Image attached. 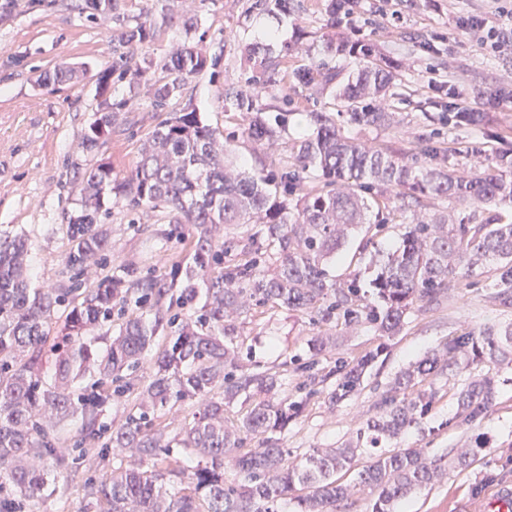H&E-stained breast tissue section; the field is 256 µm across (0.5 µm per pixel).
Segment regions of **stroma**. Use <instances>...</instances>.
Listing matches in <instances>:
<instances>
[{"label": "stroma", "mask_w": 512, "mask_h": 512, "mask_svg": "<svg viewBox=\"0 0 512 512\" xmlns=\"http://www.w3.org/2000/svg\"><path fill=\"white\" fill-rule=\"evenodd\" d=\"M254 2L174 0L173 4L175 12L198 14L202 21L198 36L210 51L222 52L223 59L219 68L193 79L170 110L194 106L213 128L234 137L233 158L246 169L278 176L291 171L294 163L285 148L271 150L243 137L233 117L224 112L225 83L249 71L245 47L268 30L277 31V45L298 40L310 45L315 60L324 58L328 35L341 37L356 30L381 56L400 63L392 97L385 104L393 120L378 128L350 124L346 115L335 113L329 94L289 83L274 90L267 102L287 105L288 141L312 134L311 113L331 111L342 134L421 164L449 160L466 169L476 163L493 169L500 152L512 150V110L487 97L489 87L512 88V40L500 51L489 52L478 33L457 25L459 18L489 11L488 0H359L350 20L333 26L328 23L325 0H299L295 19L267 13L255 8ZM81 3L12 0L8 13L0 15V227L30 239L31 282L36 288L69 284L63 258L69 248L65 224L77 210L66 187L72 169L105 160L118 175H126L143 139L165 118L153 110L146 85L120 84L119 95L133 100L131 110L122 116L120 132L97 151L79 149L78 137L98 110L95 79L112 59L113 26L111 19L90 18ZM63 65L84 68L85 74L65 84L43 83L44 73ZM448 81L484 99V125L451 123L455 107L442 90ZM109 205L112 249L102 274L133 263L165 275L186 260L188 248L163 234L169 221L166 213L132 211L116 198ZM401 233L398 227L380 232L374 224L360 225L330 263L331 278L341 282L363 269L368 257L362 246L367 240L386 250L398 244ZM495 274V263H486L469 279L451 283L437 302L415 305L400 333L380 349L364 389L333 406L327 394L340 377L341 362L379 349L381 341L373 330L362 327L337 337L335 346L315 357L310 344L319 329L306 313L265 307L240 318V365L252 371H278L289 400L301 404L279 435L289 460H298L314 448L336 447L354 436L384 387L427 351L469 330L512 323V307L494 299ZM483 375L496 382L495 408L473 426L451 425L456 404L449 383L460 386ZM436 386L442 393L440 401L400 439V447L439 456L479 436L487 440L488 448L467 470L449 472L442 481L402 499L397 512H500L493 491H512V362L487 361L458 372L454 381L440 379ZM86 449V457L74 461L40 512H96L84 495V484L129 464L125 454L102 442H88Z\"/></svg>", "instance_id": "obj_1"}]
</instances>
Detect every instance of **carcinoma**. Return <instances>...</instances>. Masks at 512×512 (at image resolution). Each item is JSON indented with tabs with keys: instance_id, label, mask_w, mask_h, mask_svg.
<instances>
[{
	"instance_id": "carcinoma-1",
	"label": "carcinoma",
	"mask_w": 512,
	"mask_h": 512,
	"mask_svg": "<svg viewBox=\"0 0 512 512\" xmlns=\"http://www.w3.org/2000/svg\"><path fill=\"white\" fill-rule=\"evenodd\" d=\"M82 9L93 18L110 13L118 22L122 0H83ZM159 17L160 25L179 22L187 34L198 29L196 15L181 19L163 6ZM156 29L141 23L112 31V63L99 72L96 87L102 109L79 137L82 150L93 152L104 144L118 127L120 113L127 111L128 100L112 95L116 83H150L151 104L164 110L193 77L219 66L220 57L201 39L183 43L158 63L144 57L131 65V48L151 41ZM330 46L352 59L356 71L344 78L335 68L299 65L291 81L330 89L335 105L359 126L390 124L382 104L395 66L359 39ZM247 57L250 75L224 85V108L240 113L248 139L276 143L280 131L263 117L270 108L264 99L283 82L286 56L256 41L247 46ZM157 70L162 76L150 80ZM313 121V134L291 145L295 188H300V173L311 168L320 172L323 186L302 193L293 212L274 178L234 165L230 141L188 106L148 135L126 176L118 177L110 162L74 169L69 189L79 209L68 217L70 249L64 257L73 286L30 287L26 236L0 228V512H19L23 504L37 512L35 506L53 494L67 470L55 447V430L68 421L76 425L69 441L106 434V447L130 458L127 468L87 485L99 512H279L288 502L293 512H337L352 490L371 497L369 512H394L402 497L432 484L447 469L469 468L481 455L479 445L452 448L428 462L416 449L396 444L431 410L439 393L435 381L459 362L512 357V324L465 332L396 375L355 439L326 451L316 448L299 462L288 461V449L277 447L273 434L287 427L297 405L281 394L277 373L240 369L234 346L240 317L264 306L301 310L330 330L366 326L389 338L417 303L437 301L451 281L467 279L490 260L497 263L494 299L512 307V222L499 214L460 218L428 212L425 204L428 199H459L512 205L511 178L471 174L453 164L410 163L342 136L326 112L313 113ZM114 195L133 208L169 210L168 234L189 242L190 261L176 265L168 277L125 266L119 274L82 286L110 251L106 202ZM374 207L388 211L378 227L403 224L405 233L388 252L371 238L363 246H374L370 287L377 303L372 304L361 294L357 278L336 287L327 263ZM238 224L262 228L241 246V258L229 259L234 247L229 228ZM201 282V307L183 316L168 314L165 303L172 289L179 290L178 305L193 308ZM130 300L153 311V317L124 321L109 347L98 351L89 334L112 325L115 309ZM61 312L66 313L68 340L55 347L54 381L48 384L40 355L49 325ZM154 347L153 373L134 383L127 372L146 370L147 352ZM385 347L382 342L340 366L341 377L328 393L330 404L363 389ZM88 376L96 378L94 390L74 397L72 385ZM133 389L136 400L124 422L109 428L101 421L102 407L112 392ZM455 396L451 423L468 426L495 407L497 386L484 377L457 389ZM240 398L250 409L229 428L224 407ZM187 401L195 402L197 410L181 427V443L204 459L190 470L170 459V441L155 424L158 411ZM254 438L256 447H244ZM370 448L384 452L361 462ZM227 467L239 479L224 480ZM346 476L348 483L343 482Z\"/></svg>"
}]
</instances>
